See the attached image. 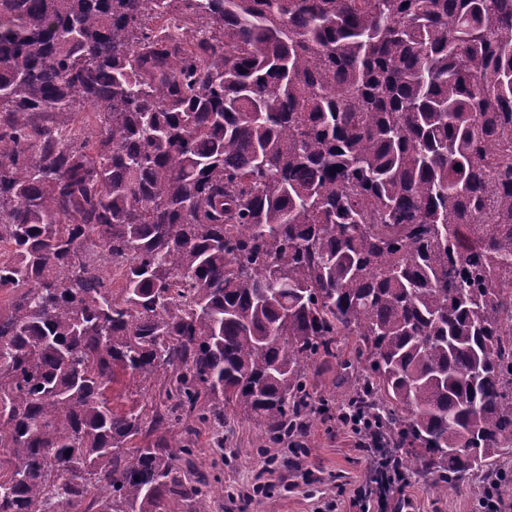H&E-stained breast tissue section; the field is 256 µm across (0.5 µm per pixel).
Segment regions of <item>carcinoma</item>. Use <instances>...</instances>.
I'll use <instances>...</instances> for the list:
<instances>
[{
	"label": "carcinoma",
	"instance_id": "1",
	"mask_svg": "<svg viewBox=\"0 0 512 512\" xmlns=\"http://www.w3.org/2000/svg\"><path fill=\"white\" fill-rule=\"evenodd\" d=\"M0 242V512H209L227 408L270 463L365 419L431 488L500 486L512 0H0ZM127 374L159 406L116 407ZM312 378V377H311ZM315 391L319 396H335L336 407L341 405L352 390L353 379H341L340 372L336 366V360L321 364L318 373L313 371L311 379Z\"/></svg>",
	"mask_w": 512,
	"mask_h": 512
}]
</instances>
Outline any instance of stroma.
<instances>
[{
	"mask_svg": "<svg viewBox=\"0 0 512 512\" xmlns=\"http://www.w3.org/2000/svg\"><path fill=\"white\" fill-rule=\"evenodd\" d=\"M252 421L232 420L227 449L213 447L211 434L199 427L194 436L195 459L211 481V512H359L355 501L372 483L369 456L360 439L336 421L316 417L303 442L306 454L282 448L283 463H267L255 446ZM264 491H253L255 483ZM487 478L472 473L465 492H433L411 482V500L404 512H476Z\"/></svg>",
	"mask_w": 512,
	"mask_h": 512,
	"instance_id": "stroma-1",
	"label": "stroma"
}]
</instances>
